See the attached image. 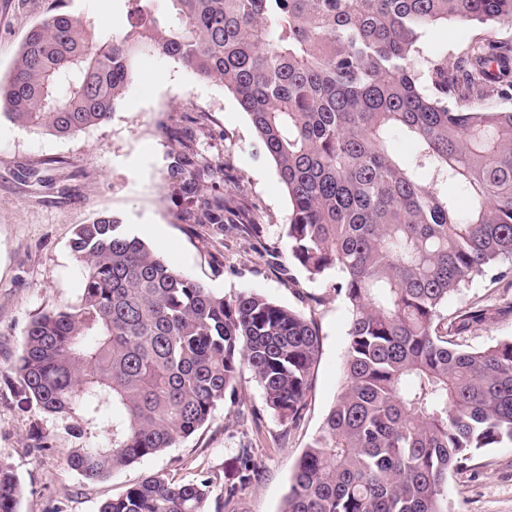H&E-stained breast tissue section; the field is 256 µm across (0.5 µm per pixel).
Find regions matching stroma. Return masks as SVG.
<instances>
[{
    "label": "stroma",
    "instance_id": "stroma-1",
    "mask_svg": "<svg viewBox=\"0 0 512 512\" xmlns=\"http://www.w3.org/2000/svg\"><path fill=\"white\" fill-rule=\"evenodd\" d=\"M51 0H0V79H7L28 31L50 14ZM99 38L125 20L123 0H66ZM208 162L191 179L181 164L180 139ZM225 198L254 216L248 226L196 224L205 202ZM288 195L236 98L217 82L197 78L172 60L146 55L111 120L69 137L23 128L0 114V459L23 487L20 512H97L143 477L175 482L212 479V500L235 482V458L250 448L261 478L242 490L233 512H281L293 466L318 434L343 380L350 314L332 280H310L288 266L283 226ZM108 213L172 268L214 293L243 289L301 311L317 324L320 355L312 371L306 413L281 423L265 405L249 369L234 401L165 452L90 482L66 462L77 440L37 408L20 404L15 363L26 329L38 314L76 304L84 276L71 250L77 225ZM502 308L474 326L463 344L479 348L512 336V288L479 277L448 302ZM53 447L36 452L33 427ZM448 512H512V447L491 448L448 479Z\"/></svg>",
    "mask_w": 512,
    "mask_h": 512
}]
</instances>
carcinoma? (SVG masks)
<instances>
[{"label":"carcinoma","mask_w":512,"mask_h":512,"mask_svg":"<svg viewBox=\"0 0 512 512\" xmlns=\"http://www.w3.org/2000/svg\"><path fill=\"white\" fill-rule=\"evenodd\" d=\"M125 2L107 41L56 3L0 81L4 115L57 137L104 124L144 53L223 84L288 194L289 265L336 276L351 315L343 387L281 512H448V475L512 446V336L455 340L501 310L446 313L497 264L512 273V109L489 105L512 100V38L485 36L512 27V0ZM443 21L480 33L416 70L422 33ZM226 222L242 217L223 198L195 218ZM71 248L80 299L31 321L16 364L21 402L79 440L71 470L104 479L174 447L235 397L243 366L281 421L304 418L313 320L248 289L214 293L109 214L78 225ZM260 477L240 449L224 507ZM211 493L208 476L151 474L98 512H208ZM22 494L0 460V512Z\"/></svg>","instance_id":"carcinoma-1"}]
</instances>
